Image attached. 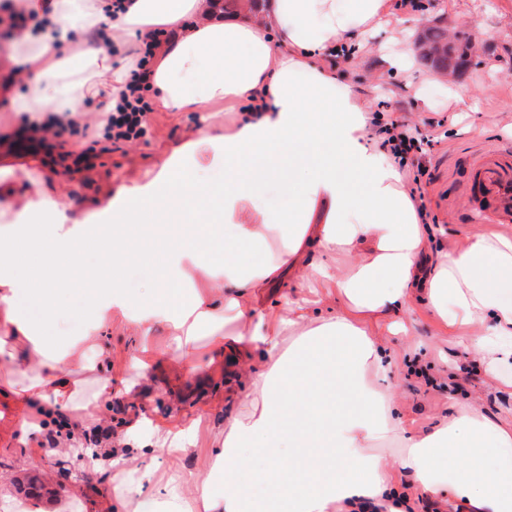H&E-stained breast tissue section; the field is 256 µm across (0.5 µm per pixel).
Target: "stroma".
Segmentation results:
<instances>
[{
    "instance_id": "35a3bbf8",
    "label": "stroma",
    "mask_w": 512,
    "mask_h": 512,
    "mask_svg": "<svg viewBox=\"0 0 512 512\" xmlns=\"http://www.w3.org/2000/svg\"><path fill=\"white\" fill-rule=\"evenodd\" d=\"M404 26H386L371 40V51L346 65L345 70L358 91L374 98V109L382 123L402 120L437 141L417 164L407 165L408 174H420L427 190L429 217L442 232L436 245L445 246L472 233L499 234L512 238L511 224L491 223L477 208L470 192L471 164L479 156L493 154L512 142V0H414L398 8ZM442 27L450 34H466L470 42L467 63L455 71L448 83H440L438 72L422 57L415 56L408 72H386L381 51L397 49V39L409 36L419 43L426 31ZM7 23L0 22V134L11 135L21 125L22 113L15 101L25 87L11 83L22 55L12 54L13 38ZM462 100H455V93ZM198 125L191 112H153L150 128L138 141L121 150L102 155L92 165L81 167L66 181L49 184L51 195L66 203L69 221L83 220L94 208L105 206L125 185L144 184L157 175L158 158L171 147L195 139ZM54 161L40 162L38 156L20 150L7 153L0 148V173L14 190V201L28 198L29 173L52 171ZM100 263L88 255L70 276L60 296L61 313L51 329L54 336L79 334L80 317L91 290L90 275ZM153 260L136 257L125 267L123 284L135 307L153 298ZM156 357L150 380V396L144 405H134L114 395L103 408L96 427L110 430L111 439L87 454L82 469H75L72 442L54 428L42 429L29 443L18 442L0 419V476L7 477L11 495L0 502V512H104L113 496L112 467L102 466L101 454L123 437L131 418L145 415L154 432H166L200 420L192 432L188 452L178 456L158 448L140 460L143 469L161 475L181 469L206 476L213 455L211 425L224 422V380L228 368L223 361H210L206 344L196 354L206 361V381L185 385L176 345L166 325H156L150 336ZM453 372L459 384L449 391L445 381L428 385L395 370L393 381L406 393L405 413L417 426L428 428L449 415L459 400L481 398L487 413L500 414L512 407V394L489 388L484 372L465 360H457Z\"/></svg>"
}]
</instances>
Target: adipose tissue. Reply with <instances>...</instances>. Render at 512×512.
Returning a JSON list of instances; mask_svg holds the SVG:
<instances>
[{"label":"adipose tissue","instance_id":"ef3b65f1","mask_svg":"<svg viewBox=\"0 0 512 512\" xmlns=\"http://www.w3.org/2000/svg\"><path fill=\"white\" fill-rule=\"evenodd\" d=\"M5 2L43 23L28 36L21 110L69 121L92 93L100 111H115L137 59L93 40L108 20L113 38L157 40L144 82L154 108L220 103L240 115L220 136L200 127L152 182L122 187L84 222H65L40 177L34 201L0 226V385L20 442L52 418L81 436L112 402L109 333L134 327L146 380V338L164 323L190 381L205 369L199 339L230 361L236 382L224 396L235 410L214 433L207 476L165 475L161 500L140 491L148 440L128 437L112 454L124 477L113 512H414L425 500L440 512L460 501L469 512H512V412L491 416L470 400L423 430L391 380L385 339L413 335L402 314L419 304L452 334L458 357L481 365L496 391L512 390L502 374L512 366V302L499 295L512 281V240L468 235L427 261L438 227L421 222L404 170L369 127L371 103L328 64L366 51L394 18L391 0H122L118 13L112 0ZM188 159L223 166V184L199 186L184 173ZM260 174L287 176L286 216L258 203L251 184ZM206 209L230 239L196 223ZM145 225L163 262L154 300L134 313L120 272ZM89 251L104 264L84 332L52 340L45 321L59 310L63 274ZM339 253L346 265L333 263ZM79 368L98 385L82 404ZM247 448L263 459L261 472Z\"/></svg>","mask_w":512,"mask_h":512}]
</instances>
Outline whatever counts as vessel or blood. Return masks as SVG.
Listing matches in <instances>:
<instances>
[{
    "label": "vessel or blood",
    "mask_w": 512,
    "mask_h": 512,
    "mask_svg": "<svg viewBox=\"0 0 512 512\" xmlns=\"http://www.w3.org/2000/svg\"><path fill=\"white\" fill-rule=\"evenodd\" d=\"M473 175L480 188V201L498 224L512 223V147L497 156H484L473 163Z\"/></svg>",
    "instance_id": "1"
}]
</instances>
